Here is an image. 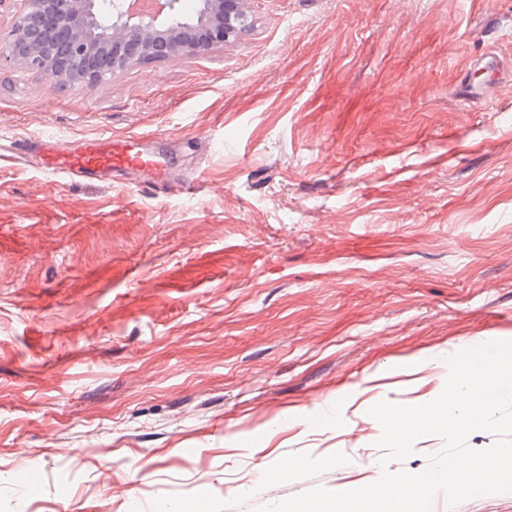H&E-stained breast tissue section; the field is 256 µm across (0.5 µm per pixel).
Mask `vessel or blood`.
I'll use <instances>...</instances> for the list:
<instances>
[{"instance_id": "b4317fda", "label": "vessel or blood", "mask_w": 512, "mask_h": 512, "mask_svg": "<svg viewBox=\"0 0 512 512\" xmlns=\"http://www.w3.org/2000/svg\"><path fill=\"white\" fill-rule=\"evenodd\" d=\"M137 139L128 136L126 139L98 144L84 143L73 146L62 140H53V157L48 161V173L80 178H91L100 173L126 167H140L147 171V189L162 192L169 186L167 165L159 157L142 154L136 150Z\"/></svg>"}]
</instances>
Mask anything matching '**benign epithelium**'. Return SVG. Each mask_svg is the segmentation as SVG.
<instances>
[{"label":"benign epithelium","mask_w":512,"mask_h":512,"mask_svg":"<svg viewBox=\"0 0 512 512\" xmlns=\"http://www.w3.org/2000/svg\"><path fill=\"white\" fill-rule=\"evenodd\" d=\"M10 29L0 33L6 56L55 83L100 84L125 67L184 55H199L215 43L246 32L252 13L246 0H201L197 24L172 13L176 0H156L146 8L125 0H20ZM111 15L108 31L97 37L101 13Z\"/></svg>","instance_id":"benign-epithelium-1"}]
</instances>
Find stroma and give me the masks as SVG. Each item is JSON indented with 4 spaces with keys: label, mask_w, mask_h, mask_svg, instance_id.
Here are the masks:
<instances>
[{
    "label": "stroma",
    "mask_w": 512,
    "mask_h": 512,
    "mask_svg": "<svg viewBox=\"0 0 512 512\" xmlns=\"http://www.w3.org/2000/svg\"><path fill=\"white\" fill-rule=\"evenodd\" d=\"M250 7L235 41L102 85L0 62V149L141 135L173 183L0 161V512L377 480L369 409L512 341V0Z\"/></svg>",
    "instance_id": "1"
}]
</instances>
